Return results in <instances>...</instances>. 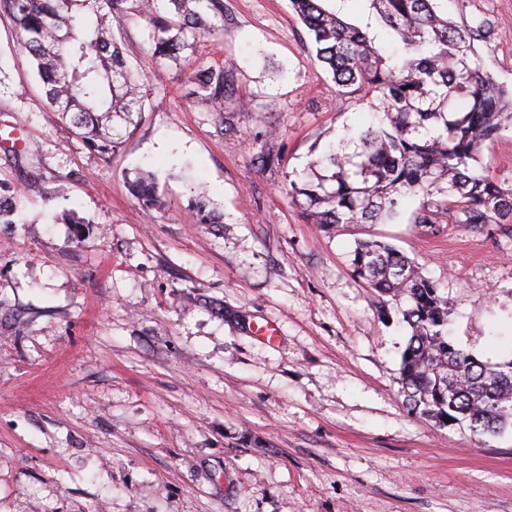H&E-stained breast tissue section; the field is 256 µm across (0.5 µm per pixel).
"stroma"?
Masks as SVG:
<instances>
[{
	"mask_svg": "<svg viewBox=\"0 0 512 512\" xmlns=\"http://www.w3.org/2000/svg\"><path fill=\"white\" fill-rule=\"evenodd\" d=\"M396 45L369 0H324ZM482 26L484 70L512 90V0H445ZM125 34L147 83L136 131L103 158L48 104L0 16V512H512V430L479 437L407 411L396 305L354 277L356 239L393 245L448 301L454 341L512 360V232L310 224L289 183L353 151L382 108L337 95L288 0H224V36L196 63L233 67L246 112L188 94V66ZM157 177L162 210L130 195ZM39 178L29 189V175ZM222 223L195 224L193 181ZM76 209L81 221L59 215Z\"/></svg>",
	"mask_w": 512,
	"mask_h": 512,
	"instance_id": "35a3bbf8",
	"label": "stroma"
}]
</instances>
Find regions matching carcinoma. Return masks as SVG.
Returning a JSON list of instances; mask_svg holds the SVG:
<instances>
[{
  "label": "carcinoma",
  "mask_w": 512,
  "mask_h": 512,
  "mask_svg": "<svg viewBox=\"0 0 512 512\" xmlns=\"http://www.w3.org/2000/svg\"><path fill=\"white\" fill-rule=\"evenodd\" d=\"M289 2L338 92L377 93L385 116L359 132L352 152H329L290 181L288 195L308 222L389 224L409 196L420 197L416 224L444 216L483 228L512 218V188L481 157L483 144L512 124V91L480 65L476 30L448 19L439 0H370L401 44L394 61L322 0ZM0 15L25 33L49 105L102 157L144 112L145 79L128 66L116 33L145 22L152 55L176 64L199 38L224 34L223 0H0ZM191 84L190 94L222 112L233 94L231 67L201 66ZM129 187L146 209L163 207L154 178L139 174ZM192 219L218 223L200 195ZM352 266L380 295L407 304L399 380L408 410L477 436L512 428V361L483 362L448 336L447 301L433 281L379 240L357 241Z\"/></svg>",
  "instance_id": "obj_1"
}]
</instances>
